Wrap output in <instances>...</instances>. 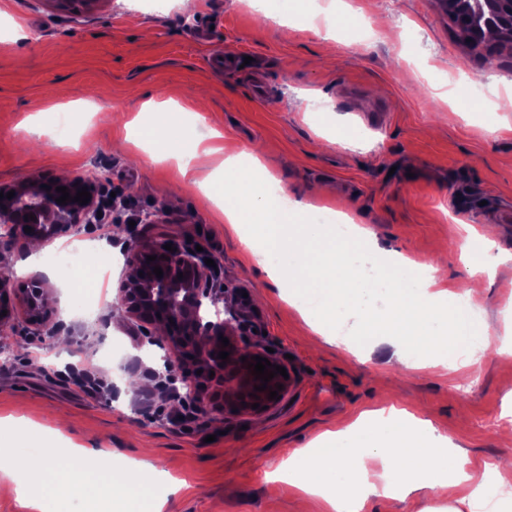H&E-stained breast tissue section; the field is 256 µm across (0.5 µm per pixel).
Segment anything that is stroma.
<instances>
[{
  "mask_svg": "<svg viewBox=\"0 0 512 512\" xmlns=\"http://www.w3.org/2000/svg\"><path fill=\"white\" fill-rule=\"evenodd\" d=\"M356 26L334 37L313 28L315 6L293 0L289 24L255 12L248 0H196L192 12L153 10L139 0H99L67 13L54 0H0V186L33 176L93 178L100 223L70 228L41 243L42 257L91 242L85 266L103 264L105 295L85 314L72 288L39 329L17 321L0 347V418L26 415L52 435L70 416L60 448L110 450L112 475L140 465L162 472L151 492L163 512H325L302 498L281 469L288 452L361 412L396 407L423 415L477 467L512 456L499 433L512 429V361L500 352L512 328V260L483 277L477 321L491 338L476 352L475 373L392 371L390 348L373 321L388 312L372 298L360 322H347L354 347L316 346V336L259 270L244 245L213 220L214 206L185 185L164 143L131 161L114 144L148 100L187 102L206 91L201 125L182 123L186 141L219 128L238 149L258 152L289 200L341 211L374 239L367 258L398 252L438 264L463 294L474 266L467 233L495 225L498 248L512 253V106L492 110L512 83V47L486 65L465 47L437 0H356ZM252 59L262 71L254 97L250 69L214 72L218 50ZM89 101L70 130L60 113ZM160 212V225L140 224ZM166 232L201 246L214 260L212 285L247 292L254 334L246 347L273 348L291 377L283 397L256 414L199 412L182 421L187 365L155 326L114 312L127 253ZM170 377H162L164 362ZM69 367L87 369L105 394L87 393ZM455 496L430 490L394 501L372 499L366 512H448ZM70 512H142L132 496L74 490Z\"/></svg>",
  "mask_w": 512,
  "mask_h": 512,
  "instance_id": "35a3bbf8",
  "label": "stroma"
}]
</instances>
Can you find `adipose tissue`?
<instances>
[{
	"mask_svg": "<svg viewBox=\"0 0 512 512\" xmlns=\"http://www.w3.org/2000/svg\"><path fill=\"white\" fill-rule=\"evenodd\" d=\"M161 135L170 143L167 157L180 162L183 180L216 203L255 264L283 290L316 335L331 338L360 309L365 296L385 288L400 364L409 369L475 370L467 353L487 346L490 339L474 321L471 307L451 304L452 293L442 288L435 266L417 267L401 255L367 276L354 259L357 240L338 238L328 225L313 223L318 207L298 201L287 211L278 205L266 189L274 177L257 154L214 145V152L224 156V190L219 193L183 163L172 119L142 131L137 144L149 148ZM322 440L323 447L289 453L288 482L306 495L321 497L330 512H364L372 496L421 488L443 495L463 484L470 492L462 503L475 512L488 487L502 489L503 475L512 469L503 460L479 471L470 469L467 458L448 447L447 437L429 420L394 407L362 412L352 422L325 431ZM100 454L97 448H75L68 452V465L59 466L57 449L42 448L25 415L0 420V474L15 478L18 495L38 512H52V503L83 481L109 488L116 498L147 491L149 478L135 471L118 481L90 476L86 463Z\"/></svg>",
	"mask_w": 512,
	"mask_h": 512,
	"instance_id": "ef3b65f1",
	"label": "adipose tissue"
}]
</instances>
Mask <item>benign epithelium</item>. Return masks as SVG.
Returning <instances> with one entry per match:
<instances>
[{"label": "benign epithelium", "instance_id": "7a95c632", "mask_svg": "<svg viewBox=\"0 0 512 512\" xmlns=\"http://www.w3.org/2000/svg\"><path fill=\"white\" fill-rule=\"evenodd\" d=\"M439 3L451 23L464 19L472 24L477 34L471 36L469 46L481 53L487 64H494L496 47L481 39L480 28H492L502 38L512 41V0H439ZM44 184L49 185V189L42 188ZM62 186L68 188L72 197L84 187L92 191L91 181L83 178L33 177L13 184L14 197L0 199V224L8 226V239L43 241L64 229L95 223L99 212L96 199L90 198L85 205L73 201L58 203L56 199L62 193L56 188ZM30 214L34 219L25 220ZM26 227L32 228V232H25ZM167 243L168 239L157 238L146 247L128 253L123 276L135 287L121 291V312L132 322L163 325L168 347L178 355L193 357L195 369L202 373L184 382L192 388L198 404H214L226 414L259 413L263 407L275 404L276 400L269 398V393L276 390L278 395H283L289 380L278 374L267 383L265 390L256 391L254 387L262 385V381L255 378L249 364L255 356L267 357L273 365L278 361L257 346L244 351L238 343V337L252 327L248 300L239 298L234 308L226 305L225 300L232 291L210 286L209 267L198 253L181 247L170 252L163 248ZM149 255L156 260H147ZM156 266L163 270L160 278L154 273ZM57 299V289L44 278H32L20 285L11 276L3 275L0 277V327L10 326L19 316L38 326L56 309ZM206 301L213 307L224 304L230 317L204 320L200 312ZM223 336L229 340L226 347L221 344ZM222 350L229 352L225 361L218 358ZM243 356L246 357L244 362L241 361ZM279 384L283 385L280 391L277 390ZM254 403L259 404L255 410L252 409Z\"/></svg>", "mask_w": 512, "mask_h": 512}]
</instances>
